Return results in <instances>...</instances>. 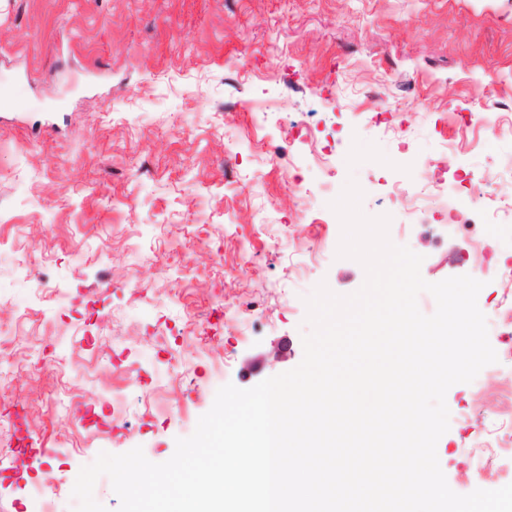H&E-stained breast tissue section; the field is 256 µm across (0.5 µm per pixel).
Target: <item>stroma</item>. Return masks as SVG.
I'll list each match as a JSON object with an SVG mask.
<instances>
[{
	"instance_id": "1",
	"label": "stroma",
	"mask_w": 512,
	"mask_h": 512,
	"mask_svg": "<svg viewBox=\"0 0 512 512\" xmlns=\"http://www.w3.org/2000/svg\"><path fill=\"white\" fill-rule=\"evenodd\" d=\"M1 82L0 512H73L100 452L166 462L220 387L295 368L306 298L365 279L330 207L351 179L424 280L482 281L498 360L448 390L437 455L456 493L512 483V222L393 193L415 163L512 208V137L457 121L512 106V0H0ZM21 425L50 458L14 453Z\"/></svg>"
}]
</instances>
